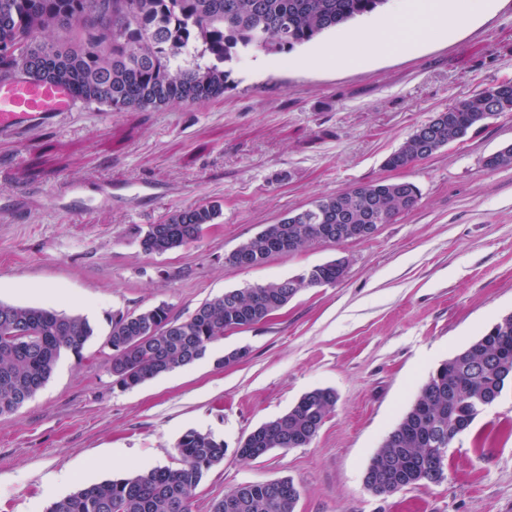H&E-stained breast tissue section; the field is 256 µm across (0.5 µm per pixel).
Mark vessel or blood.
<instances>
[{"instance_id":"1","label":"vessel or blood","mask_w":512,"mask_h":512,"mask_svg":"<svg viewBox=\"0 0 512 512\" xmlns=\"http://www.w3.org/2000/svg\"><path fill=\"white\" fill-rule=\"evenodd\" d=\"M76 101L68 87L27 77L0 80V135L11 134L39 120L74 111Z\"/></svg>"}]
</instances>
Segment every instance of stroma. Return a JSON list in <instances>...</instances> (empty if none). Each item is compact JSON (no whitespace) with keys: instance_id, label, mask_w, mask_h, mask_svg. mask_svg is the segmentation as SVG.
Segmentation results:
<instances>
[{"instance_id":"obj_1","label":"stroma","mask_w":512,"mask_h":512,"mask_svg":"<svg viewBox=\"0 0 512 512\" xmlns=\"http://www.w3.org/2000/svg\"><path fill=\"white\" fill-rule=\"evenodd\" d=\"M335 31L256 71L232 63L223 98L159 110L77 105L0 136V301L86 315L94 334L45 386L0 416V512H45L74 482L177 467L190 429L223 441L193 512L245 484L290 478L296 512H512V387L448 450L447 478L389 496L363 476L428 375L512 313V112L402 171L384 168L420 124L485 85L512 80V0H493L445 38L357 67H308ZM406 180L418 205L363 241L314 243L264 264L225 258L317 197ZM219 203L204 236L162 255L137 229ZM336 284L301 290L272 319L226 333L212 356L124 390L108 370L113 316L282 281L336 259ZM236 349L245 358L216 366ZM338 397L313 442L252 460L240 441L306 393Z\"/></svg>"}]
</instances>
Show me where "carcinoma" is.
Returning <instances> with one entry per match:
<instances>
[{
    "label": "carcinoma",
    "mask_w": 512,
    "mask_h": 512,
    "mask_svg": "<svg viewBox=\"0 0 512 512\" xmlns=\"http://www.w3.org/2000/svg\"><path fill=\"white\" fill-rule=\"evenodd\" d=\"M388 0H0V79L24 74L62 84L76 101L112 112L200 104L224 96L225 65L251 51L287 53L322 33L369 16ZM512 112V81L457 99L418 126L385 160L401 170L464 140ZM512 165V145L484 159L495 170ZM410 181L376 182L322 196L240 244L247 266L264 263L283 244L294 253L322 240L350 239L353 224H391L415 208ZM216 204L175 211L137 231L140 247L162 254L200 239L219 216ZM322 286L343 278L336 264L310 268ZM308 287L304 275L234 290L201 303L187 317L165 306L112 319L110 373L124 390L205 358L228 330L261 321ZM94 336L89 321L53 308L0 302V416L15 412L49 380L64 351L81 353ZM512 386V314L442 362L416 401L387 435L364 475L370 493L446 479L448 448ZM336 392L314 389L282 416L251 432L237 453L257 459L275 448H304L335 408ZM180 465L79 486L46 512H192L195 490L224 460V443L187 430ZM300 492L290 478L242 485L212 512H296Z\"/></svg>",
    "instance_id": "cac0c4a2"
}]
</instances>
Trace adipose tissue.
<instances>
[{
  "label": "adipose tissue",
  "instance_id": "adipose-tissue-1",
  "mask_svg": "<svg viewBox=\"0 0 512 512\" xmlns=\"http://www.w3.org/2000/svg\"><path fill=\"white\" fill-rule=\"evenodd\" d=\"M491 0H412L413 29L430 37H444L469 23ZM407 40L396 21L368 22L343 32L335 44L316 51L311 61L321 66L358 65L370 58L405 49Z\"/></svg>",
  "mask_w": 512,
  "mask_h": 512
}]
</instances>
